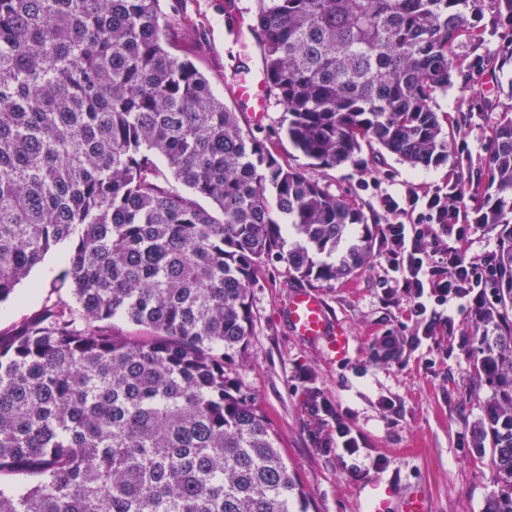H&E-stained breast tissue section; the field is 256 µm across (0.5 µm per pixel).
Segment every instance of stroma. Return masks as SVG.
<instances>
[{"label": "stroma", "mask_w": 512, "mask_h": 512, "mask_svg": "<svg viewBox=\"0 0 512 512\" xmlns=\"http://www.w3.org/2000/svg\"><path fill=\"white\" fill-rule=\"evenodd\" d=\"M231 16L225 0H161L174 14L176 52L188 56L209 79L217 97L235 106L230 77L247 67L241 53L240 24H252L255 0H236ZM461 11L481 31L480 40L462 39L455 53L464 62L447 90L433 100L436 112L455 118L447 158L427 168H411L379 146H364L355 161L332 169H312L281 132L283 107L270 100L256 137L273 142L282 160L306 168L308 176L360 208L374 236L390 220L378 190L424 195L447 189L453 176L481 170L491 147L492 115L512 107V38L498 24L494 0ZM482 193L469 191L459 221L469 227L468 258L495 253L498 232L479 223ZM65 241L52 249L0 303V332L7 333L37 317L57 301H70L56 281L72 248ZM381 254L358 274L323 285L320 293L331 319L352 338L347 362H332L320 343L292 335L285 306L296 283L284 265L269 266L251 290L254 322L244 350L234 355L231 376L248 391L277 430L290 470L304 491L303 512H362L364 485L390 476L420 480L432 489L435 512H483L488 499L512 492V479L482 464L474 455L475 427L492 397L479 382L474 354L492 326L478 317L473 297L450 300L436 319L411 315L410 303L391 294ZM393 335L401 351L385 356L378 343ZM327 399L344 422L364 440L355 455L329 450L330 417L313 416V401Z\"/></svg>", "instance_id": "stroma-1"}]
</instances>
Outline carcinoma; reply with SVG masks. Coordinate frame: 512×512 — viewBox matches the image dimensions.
Instances as JSON below:
<instances>
[{
  "label": "carcinoma",
  "mask_w": 512,
  "mask_h": 512,
  "mask_svg": "<svg viewBox=\"0 0 512 512\" xmlns=\"http://www.w3.org/2000/svg\"><path fill=\"white\" fill-rule=\"evenodd\" d=\"M160 2L0 0V302L80 232L60 278L74 303L0 334V512H294L301 496L229 361L266 267L328 284L369 266L373 234L173 52ZM460 2L257 0L295 150L321 169L372 143L412 167L447 157L432 102L473 38ZM486 169L497 335L477 355L493 396L475 460L512 477V118Z\"/></svg>",
  "instance_id": "1"
}]
</instances>
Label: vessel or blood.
Here are the masks:
<instances>
[{
  "mask_svg": "<svg viewBox=\"0 0 512 512\" xmlns=\"http://www.w3.org/2000/svg\"><path fill=\"white\" fill-rule=\"evenodd\" d=\"M233 92L240 112L255 126L266 118L270 87L260 58H253L246 72L236 75ZM291 332L301 338L320 342L330 359L337 363L349 359L352 340L334 324L320 293L310 288L296 290L286 307ZM365 512H433L432 493L426 484L410 482L399 487L370 484L364 489Z\"/></svg>",
  "mask_w": 512,
  "mask_h": 512,
  "instance_id": "b4317fda",
  "label": "vessel or blood"
}]
</instances>
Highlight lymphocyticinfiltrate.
Here are the masks:
<instances>
[{
	"label": "lymphocytic infiltrate",
	"mask_w": 512,
	"mask_h": 512,
	"mask_svg": "<svg viewBox=\"0 0 512 512\" xmlns=\"http://www.w3.org/2000/svg\"><path fill=\"white\" fill-rule=\"evenodd\" d=\"M463 196L457 187L448 193L419 196L408 191L400 200L389 193L382 198L385 211L395 217L382 230L386 270L394 292L412 301L415 315L427 311L424 294L444 305L485 288L489 281V263L467 260L461 248L466 228L458 223L457 203ZM444 224L456 230L455 245L446 248L438 245L437 228Z\"/></svg>",
	"instance_id": "lymphocytic-infiltrate-1"
}]
</instances>
